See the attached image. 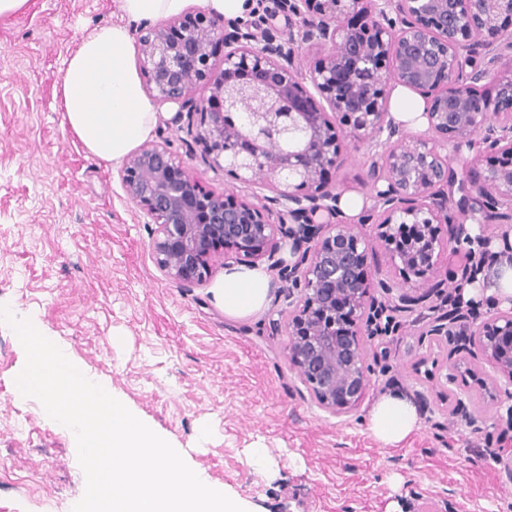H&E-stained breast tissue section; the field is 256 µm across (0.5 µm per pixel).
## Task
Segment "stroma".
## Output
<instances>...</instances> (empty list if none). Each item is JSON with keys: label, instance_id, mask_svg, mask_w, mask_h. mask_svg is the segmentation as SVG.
<instances>
[{"label": "stroma", "instance_id": "stroma-1", "mask_svg": "<svg viewBox=\"0 0 512 512\" xmlns=\"http://www.w3.org/2000/svg\"><path fill=\"white\" fill-rule=\"evenodd\" d=\"M117 0H30L0 24V306L38 324L106 382L136 417L245 512H512L508 400L476 398L477 426L415 365L434 346L428 305L395 312L396 331L365 339L371 386L335 417L310 397L270 322L288 311L272 277L257 318L234 319L209 286L184 288L152 258V225L129 202L119 165L90 156L63 116L60 80L93 29L123 23ZM164 143L211 188L245 193L190 155L176 108L156 105ZM367 147L349 140L339 192L370 199ZM26 355L0 323V512H72L85 492L73 433L15 386ZM406 392L417 430L395 447L368 431L383 392ZM503 449L502 461L484 454ZM267 451L255 468L251 451Z\"/></svg>", "mask_w": 512, "mask_h": 512}]
</instances>
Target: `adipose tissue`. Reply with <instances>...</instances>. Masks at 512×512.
Instances as JSON below:
<instances>
[{
    "label": "adipose tissue",
    "instance_id": "ef3b65f1",
    "mask_svg": "<svg viewBox=\"0 0 512 512\" xmlns=\"http://www.w3.org/2000/svg\"><path fill=\"white\" fill-rule=\"evenodd\" d=\"M125 21L103 26L81 40L60 83L61 105L74 136L94 158L118 162L152 133L157 114L132 65L135 21L182 13L189 0H118ZM212 296L225 316L253 318L272 300L270 278L260 266L229 265ZM419 414L412 399L394 389L371 406L368 430L394 446L413 433Z\"/></svg>",
    "mask_w": 512,
    "mask_h": 512
}]
</instances>
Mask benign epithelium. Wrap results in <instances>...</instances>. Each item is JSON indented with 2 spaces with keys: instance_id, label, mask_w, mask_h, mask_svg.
Masks as SVG:
<instances>
[{
  "instance_id": "1",
  "label": "benign epithelium",
  "mask_w": 512,
  "mask_h": 512,
  "mask_svg": "<svg viewBox=\"0 0 512 512\" xmlns=\"http://www.w3.org/2000/svg\"><path fill=\"white\" fill-rule=\"evenodd\" d=\"M288 30L276 27L278 15ZM144 88L177 105L189 151L227 171L250 193L216 192L161 143L130 153L118 172L128 201L155 225L152 256L169 280L200 286L224 255L266 260L294 284L288 315L271 322L310 397L329 414L365 399L363 336L387 312L376 290L398 292L411 311L439 292L441 253L466 248L472 263L458 287L475 282L491 238L470 223L512 231V73L496 69L512 49V0H276L258 20L224 22L195 8L145 26L135 38ZM317 50L306 69L304 47ZM224 48L222 65L214 58ZM401 86L425 104L427 129L411 135L389 112ZM202 95L197 97V90ZM367 145L374 222L400 279L372 277L370 242L344 223L331 174L343 163V134ZM468 154L457 170L451 160ZM300 254L290 264L282 243ZM414 283L427 292L414 296ZM471 307L450 306L427 334L448 345ZM479 364L445 365L446 385L471 379L488 398L512 400V311L483 321L464 339Z\"/></svg>"
}]
</instances>
